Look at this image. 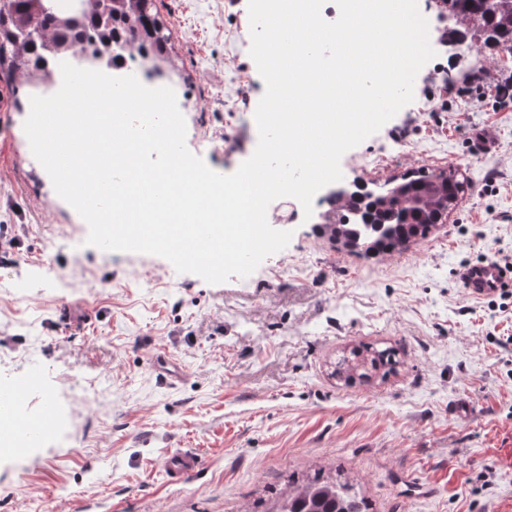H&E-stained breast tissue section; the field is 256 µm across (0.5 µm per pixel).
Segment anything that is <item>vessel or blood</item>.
Returning <instances> with one entry per match:
<instances>
[{
  "label": "vessel or blood",
  "mask_w": 512,
  "mask_h": 512,
  "mask_svg": "<svg viewBox=\"0 0 512 512\" xmlns=\"http://www.w3.org/2000/svg\"><path fill=\"white\" fill-rule=\"evenodd\" d=\"M460 277L471 297L482 299L499 293L504 284L512 285V272L493 263L471 265L462 270ZM40 375L34 370H22L5 385L0 386V439L10 440V455L24 456L34 440L48 441L66 424V418L53 404H45L37 412L20 410L24 394L39 386ZM199 457L189 451L168 456L165 473L174 484L187 482L199 470Z\"/></svg>",
  "instance_id": "b4317fda"
}]
</instances>
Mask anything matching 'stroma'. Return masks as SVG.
<instances>
[{
  "instance_id": "1",
  "label": "stroma",
  "mask_w": 512,
  "mask_h": 512,
  "mask_svg": "<svg viewBox=\"0 0 512 512\" xmlns=\"http://www.w3.org/2000/svg\"><path fill=\"white\" fill-rule=\"evenodd\" d=\"M157 6L186 145L233 173L256 149L265 91L248 0ZM478 65L512 77V55L437 47L413 101L340 162L346 187L460 168L473 189L446 224L379 259L295 224L286 248L219 284L87 244L27 151L29 85L0 74V382L37 369L24 410L51 400L70 416L53 442L0 457V512H265L317 471L348 477L370 512H512V303L471 298L459 278L512 256V99L464 84ZM361 343L397 347V370L341 386L332 365ZM179 450L201 466L172 484Z\"/></svg>"
}]
</instances>
